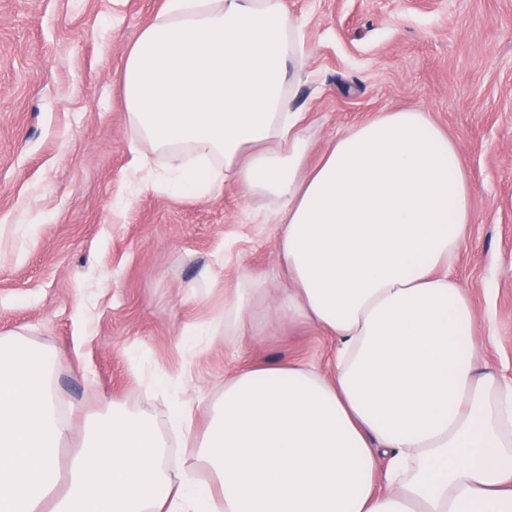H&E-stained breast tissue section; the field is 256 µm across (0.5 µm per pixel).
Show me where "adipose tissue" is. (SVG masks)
Listing matches in <instances>:
<instances>
[{"label":"adipose tissue","instance_id":"obj_1","mask_svg":"<svg viewBox=\"0 0 512 512\" xmlns=\"http://www.w3.org/2000/svg\"><path fill=\"white\" fill-rule=\"evenodd\" d=\"M304 50L286 0H163L120 83L139 168L153 154L166 171L134 192L234 183L276 202L274 312L335 336L333 377L242 368L199 436L201 400H176L167 424L192 444L175 472L166 431L118 406L87 421L63 466L53 355L1 334L0 512H512V384L479 363L453 274L474 220L459 146L427 113L380 112L309 166L291 96ZM270 292L238 274L185 347L251 335Z\"/></svg>","mask_w":512,"mask_h":512}]
</instances>
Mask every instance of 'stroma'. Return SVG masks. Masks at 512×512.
Masks as SVG:
<instances>
[{
	"label": "stroma",
	"mask_w": 512,
	"mask_h": 512,
	"mask_svg": "<svg viewBox=\"0 0 512 512\" xmlns=\"http://www.w3.org/2000/svg\"><path fill=\"white\" fill-rule=\"evenodd\" d=\"M304 25L293 105L310 164L379 112L415 109L456 141L474 221L455 274L473 304L483 365L512 379V0H287ZM162 0H0V332L50 350L73 423L113 404L164 423L163 376L208 401L242 366L302 362L331 374L336 338L253 305L255 335L216 333L197 356L185 325L224 305L239 270L272 273V202L225 186L194 198L143 192L126 206L130 130L118 73ZM33 224L18 240L14 227ZM223 264L224 279L206 272Z\"/></svg>",
	"instance_id": "obj_1"
}]
</instances>
